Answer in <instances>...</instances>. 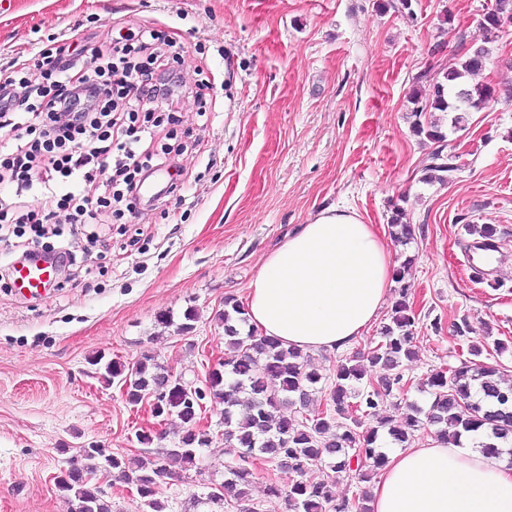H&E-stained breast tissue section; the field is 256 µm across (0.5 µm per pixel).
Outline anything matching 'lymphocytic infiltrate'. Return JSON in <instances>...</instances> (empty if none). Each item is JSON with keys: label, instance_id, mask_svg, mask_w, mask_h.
Here are the masks:
<instances>
[{"label": "lymphocytic infiltrate", "instance_id": "1", "mask_svg": "<svg viewBox=\"0 0 512 512\" xmlns=\"http://www.w3.org/2000/svg\"><path fill=\"white\" fill-rule=\"evenodd\" d=\"M183 80L154 30L132 43L85 38L38 70L0 71V183L36 200L0 205V251L29 228L24 257L38 253L51 225L97 224L113 204L135 210L152 173L154 139L174 123L173 104ZM156 112H147V105Z\"/></svg>", "mask_w": 512, "mask_h": 512}]
</instances>
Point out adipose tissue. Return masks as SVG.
Wrapping results in <instances>:
<instances>
[{"mask_svg": "<svg viewBox=\"0 0 512 512\" xmlns=\"http://www.w3.org/2000/svg\"><path fill=\"white\" fill-rule=\"evenodd\" d=\"M396 268L374 225L320 212L249 283V325L286 348L347 349L376 321ZM371 497L373 512H512V469L465 441L402 448L388 454Z\"/></svg>", "mask_w": 512, "mask_h": 512, "instance_id": "1", "label": "adipose tissue"}]
</instances>
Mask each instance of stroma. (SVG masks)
<instances>
[{
  "instance_id": "stroma-1",
  "label": "stroma",
  "mask_w": 512,
  "mask_h": 512,
  "mask_svg": "<svg viewBox=\"0 0 512 512\" xmlns=\"http://www.w3.org/2000/svg\"><path fill=\"white\" fill-rule=\"evenodd\" d=\"M485 2L411 0L405 10L399 0H13L0 13V68L36 64L67 37L149 27L172 42L187 88L208 85L206 115L184 100L176 126L199 138L198 149L163 160V170L184 171L181 197L141 202L92 245L86 227L65 225L63 238L88 254L40 296L22 295L11 257L0 258V512H71L53 475L80 446L142 453L147 406L104 383L94 358L132 366L149 355L173 375L204 379L224 356L216 315L225 298L244 300L264 257L327 209L353 210L386 234L397 206L414 228L395 248L397 260L414 259L403 279L415 315L404 369L413 384L385 402L386 414L399 403L429 407L420 379L471 357L452 332L463 318L485 339L478 363L512 380V27L488 43L471 78L497 97L470 112L464 130L443 112L414 117L411 100L416 88L431 94L415 82L420 71L442 76L477 37ZM418 121L446 135L447 181L425 179L436 144L415 132ZM485 224L497 226L506 263L478 282L464 254L472 227ZM190 306L198 319L179 331ZM162 314L173 326L158 323ZM206 416L213 444L197 468L159 484L168 512H237L206 501L232 463L221 407ZM288 481L256 461L250 507L287 512L268 488Z\"/></svg>"
}]
</instances>
